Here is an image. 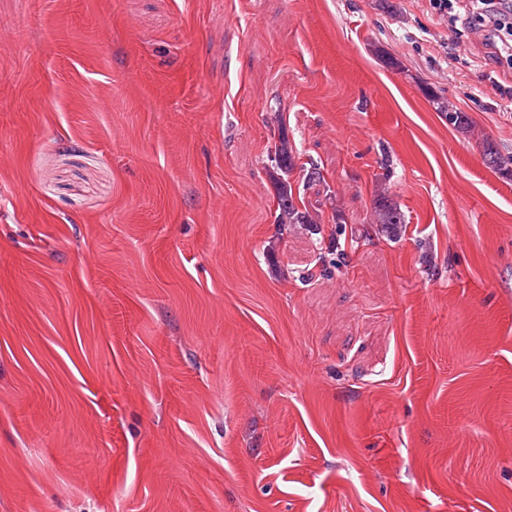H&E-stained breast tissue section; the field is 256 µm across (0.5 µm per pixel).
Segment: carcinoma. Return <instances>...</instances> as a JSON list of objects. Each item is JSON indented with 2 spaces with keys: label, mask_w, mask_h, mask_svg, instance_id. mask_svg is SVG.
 <instances>
[{
  "label": "carcinoma",
  "mask_w": 512,
  "mask_h": 512,
  "mask_svg": "<svg viewBox=\"0 0 512 512\" xmlns=\"http://www.w3.org/2000/svg\"><path fill=\"white\" fill-rule=\"evenodd\" d=\"M433 103L437 110L445 115L448 122L458 128H465L469 125L465 113L449 108L447 102L438 96H433ZM483 161L488 166L512 172V156H504L500 153L495 144L491 141L483 143ZM279 177L277 179L278 189L276 193V216L275 223L280 227L286 225L309 227L314 231L319 230V214L300 207L293 196L290 174L295 169H300L302 179L307 183L319 182L323 179L320 169L314 162H304L296 165L295 156L288 145V134L284 126L278 127L277 142L274 144V158ZM374 223L381 225V229L394 237L399 232V226L405 223V215L400 205L384 190H380L373 200Z\"/></svg>",
  "instance_id": "obj_1"
}]
</instances>
